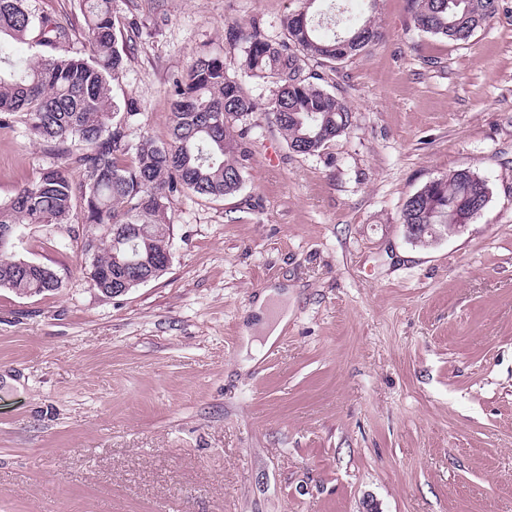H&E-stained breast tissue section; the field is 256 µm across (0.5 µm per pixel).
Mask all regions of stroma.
<instances>
[{
  "label": "stroma",
  "mask_w": 512,
  "mask_h": 512,
  "mask_svg": "<svg viewBox=\"0 0 512 512\" xmlns=\"http://www.w3.org/2000/svg\"><path fill=\"white\" fill-rule=\"evenodd\" d=\"M297 0H114L137 25L115 95L169 138L174 83L224 56L259 103L241 190L172 197L171 259L118 297L69 225H25L23 259L61 290L0 288V512H512V0L465 41L380 0L381 36L325 73L353 114L290 151L227 26L273 38ZM59 159L0 123V200ZM466 169L490 200L423 246L405 201ZM289 319L253 369L243 330L266 288Z\"/></svg>",
  "instance_id": "stroma-1"
}]
</instances>
